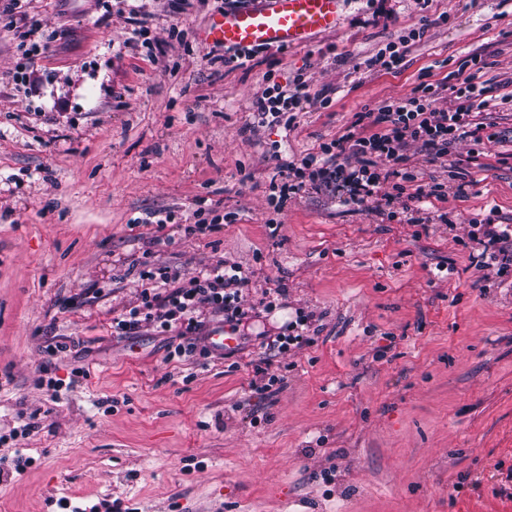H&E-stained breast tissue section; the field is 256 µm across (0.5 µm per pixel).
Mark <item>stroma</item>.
Instances as JSON below:
<instances>
[{"label":"stroma","mask_w":512,"mask_h":512,"mask_svg":"<svg viewBox=\"0 0 512 512\" xmlns=\"http://www.w3.org/2000/svg\"><path fill=\"white\" fill-rule=\"evenodd\" d=\"M139 6L149 52L124 45L127 0H0V512H512V271L484 277L468 237L512 225V0H347L336 30L240 67L206 58L215 0ZM20 13L47 44L28 91L10 77ZM414 29L400 68L372 65ZM474 54L488 137L436 162L410 148L448 194L420 203L424 224L325 188L274 211L276 154L318 152ZM300 81L293 128L259 125L268 83ZM158 211L174 245L129 226ZM193 217L214 232L185 235ZM220 259L252 271L246 304L282 286L287 307L204 364L165 362L149 328L113 334L142 262L189 277ZM300 311L311 344L257 394L263 336Z\"/></svg>","instance_id":"35a3bbf8"}]
</instances>
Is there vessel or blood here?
Wrapping results in <instances>:
<instances>
[{"mask_svg": "<svg viewBox=\"0 0 512 512\" xmlns=\"http://www.w3.org/2000/svg\"><path fill=\"white\" fill-rule=\"evenodd\" d=\"M346 0H250L248 6L212 14L204 43L240 51L288 48L335 29Z\"/></svg>", "mask_w": 512, "mask_h": 512, "instance_id": "1", "label": "vessel or blood"}]
</instances>
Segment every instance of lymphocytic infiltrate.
Listing matches in <instances>:
<instances>
[{"label": "lymphocytic infiltrate", "instance_id": "1", "mask_svg": "<svg viewBox=\"0 0 512 512\" xmlns=\"http://www.w3.org/2000/svg\"><path fill=\"white\" fill-rule=\"evenodd\" d=\"M489 92V87L473 72L449 85L447 106L436 107L437 88L422 81L404 97L356 113L344 134L322 146L320 153L280 159L277 169L284 182L273 201L275 210L284 208L290 193L307 186L334 188L357 205L377 196L380 187L387 183L397 193H410L419 202L444 197L442 185L418 183L407 167V150L411 144H418L421 152L436 160L447 156L449 147L460 139L481 143L485 125L474 121L472 110L475 102L484 100ZM307 98L301 83L291 88L277 83L267 87L255 103L260 123L282 124L286 115L299 111ZM379 157L388 160V167L376 165ZM481 231L483 250L476 258L477 268L499 277L507 274L512 269V230L485 224ZM138 275L140 279L160 283L162 289L142 294L140 304L113 318L112 328L117 335L131 336L143 324H152L158 334L169 338L167 360L193 356L192 338L201 328V307H210L233 327L249 315L242 304V292L249 286L251 275L238 264L220 260L188 279L166 266H147L139 269ZM310 342L304 334L285 332L268 340L267 356L253 364L251 389L266 394L278 383V376L271 371L270 353H282L289 346L300 347Z\"/></svg>", "mask_w": 512, "mask_h": 512}]
</instances>
